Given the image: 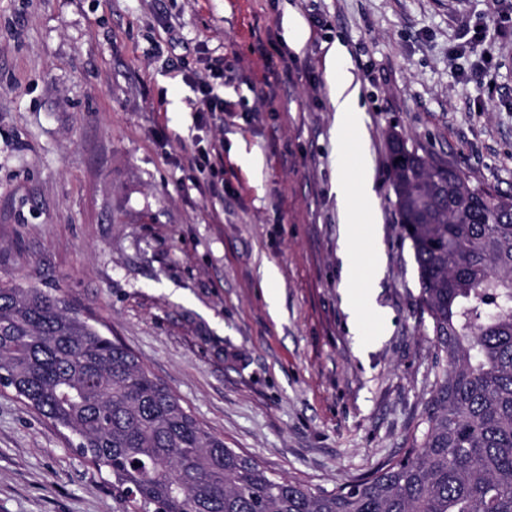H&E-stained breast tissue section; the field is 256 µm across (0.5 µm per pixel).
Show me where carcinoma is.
<instances>
[{
    "label": "carcinoma",
    "instance_id": "carcinoma-1",
    "mask_svg": "<svg viewBox=\"0 0 512 512\" xmlns=\"http://www.w3.org/2000/svg\"><path fill=\"white\" fill-rule=\"evenodd\" d=\"M389 186L436 350L405 455L313 491L228 447L57 293L0 280V385L76 437L123 512H512V200L395 136Z\"/></svg>",
    "mask_w": 512,
    "mask_h": 512
}]
</instances>
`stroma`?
Returning a JSON list of instances; mask_svg holds the SVG:
<instances>
[{"mask_svg": "<svg viewBox=\"0 0 512 512\" xmlns=\"http://www.w3.org/2000/svg\"><path fill=\"white\" fill-rule=\"evenodd\" d=\"M510 13L512 0H0V278L64 295L272 473L330 490L399 459L435 350L388 143L512 197ZM338 47L359 135L336 130ZM193 74L220 86L223 120L196 126ZM215 150L213 169L188 166ZM340 166L370 172L376 199L372 213L353 200L347 254ZM348 277L374 289L355 325ZM72 439L0 389V512H121Z\"/></svg>", "mask_w": 512, "mask_h": 512, "instance_id": "obj_1", "label": "stroma"}]
</instances>
